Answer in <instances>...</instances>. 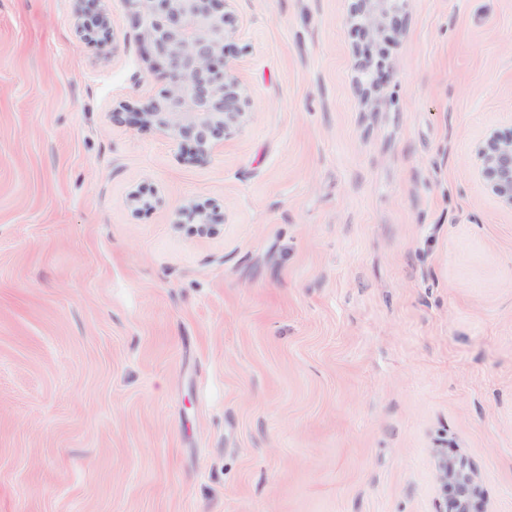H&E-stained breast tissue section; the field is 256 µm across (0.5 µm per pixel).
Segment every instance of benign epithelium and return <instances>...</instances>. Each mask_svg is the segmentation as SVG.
Returning a JSON list of instances; mask_svg holds the SVG:
<instances>
[{"mask_svg": "<svg viewBox=\"0 0 512 512\" xmlns=\"http://www.w3.org/2000/svg\"><path fill=\"white\" fill-rule=\"evenodd\" d=\"M101 0H78L84 36L96 42L109 37L110 20ZM139 28L138 38L163 62L166 88L136 109L137 121L153 126L176 143L193 144L190 159L207 158L240 131L250 99L236 66L226 61L235 0H126ZM402 0H360L356 13L369 38L379 39L387 23L399 24ZM475 156L487 190L512 209V134L489 130L476 144ZM202 230L214 226L212 213L189 204L182 209ZM440 478L454 490L446 512H470L477 475L459 458L440 464Z\"/></svg>", "mask_w": 512, "mask_h": 512, "instance_id": "benign-epithelium-1", "label": "benign epithelium"}]
</instances>
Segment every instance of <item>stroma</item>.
Returning <instances> with one entry per match:
<instances>
[{
  "label": "stroma",
  "instance_id": "obj_1",
  "mask_svg": "<svg viewBox=\"0 0 512 512\" xmlns=\"http://www.w3.org/2000/svg\"><path fill=\"white\" fill-rule=\"evenodd\" d=\"M103 5L100 44L0 0V512H442L443 453L512 512V210L474 154L512 0H404L368 89L354 0H236L251 107L202 162L135 123L165 83Z\"/></svg>",
  "mask_w": 512,
  "mask_h": 512
}]
</instances>
